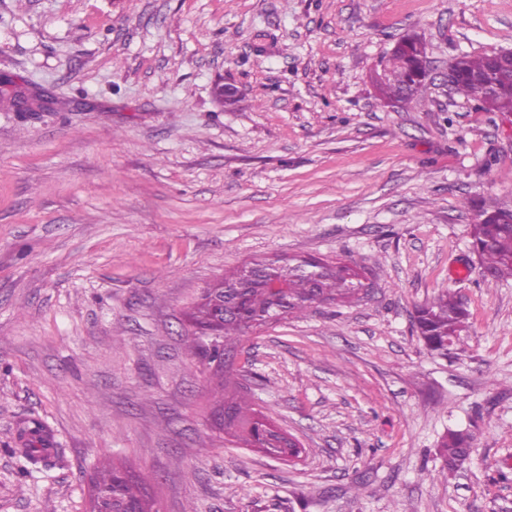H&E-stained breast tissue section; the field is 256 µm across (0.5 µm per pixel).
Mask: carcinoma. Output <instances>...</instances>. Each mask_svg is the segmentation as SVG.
<instances>
[{"label": "carcinoma", "instance_id": "cac0c4a2", "mask_svg": "<svg viewBox=\"0 0 512 512\" xmlns=\"http://www.w3.org/2000/svg\"><path fill=\"white\" fill-rule=\"evenodd\" d=\"M425 58V47L418 38L408 36L400 40V47L392 51L384 65L389 79L378 80L383 103L408 105L418 101L417 93L427 78ZM454 68L456 93L478 102L488 112L487 82L492 80L496 104L512 108V77L501 74L506 66H493L488 55H462ZM472 248L485 282L496 284L512 278V223L500 224L490 216V211H481L472 228ZM360 277V272L349 265L332 264L316 257L246 263L203 289L189 314L196 332L184 338L186 354L190 361L203 366L211 365L218 357L217 349L210 347L204 336L213 328L215 311L220 308L224 309V318L218 332L224 337V349L231 350L235 340L271 323L275 314L301 317L320 306L355 298L363 290ZM413 323L426 349L446 357L462 333L468 331L469 313L452 292L443 290L415 309ZM216 375L221 394L215 406L229 413L224 434L245 446L260 449L274 460L288 459L285 438L265 428L266 418L253 407L249 391L241 386L237 373L218 371ZM48 439L49 433L39 419L30 418L20 424V447L13 452L23 460V471L29 474L47 463L43 450ZM472 442L467 431H448L438 445L442 468L454 469L462 464L469 456ZM123 475L124 471L114 466H103L94 473L93 486L112 491L117 500L137 498L143 512H151V503L138 497L135 485L123 479Z\"/></svg>", "mask_w": 512, "mask_h": 512}]
</instances>
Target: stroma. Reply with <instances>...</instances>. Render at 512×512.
<instances>
[{
    "instance_id": "stroma-1",
    "label": "stroma",
    "mask_w": 512,
    "mask_h": 512,
    "mask_svg": "<svg viewBox=\"0 0 512 512\" xmlns=\"http://www.w3.org/2000/svg\"><path fill=\"white\" fill-rule=\"evenodd\" d=\"M407 34L419 107L375 84ZM510 49L512 0H0V512H86L104 462L156 512H512V279L471 249L476 203L512 205V124L446 82ZM289 255L372 288L236 343L288 462L215 431L183 339L209 283ZM445 288L471 318L441 358L411 315ZM31 417L55 454L24 477ZM473 437L467 431L448 430L438 445V456L443 469H454L469 456Z\"/></svg>"
}]
</instances>
